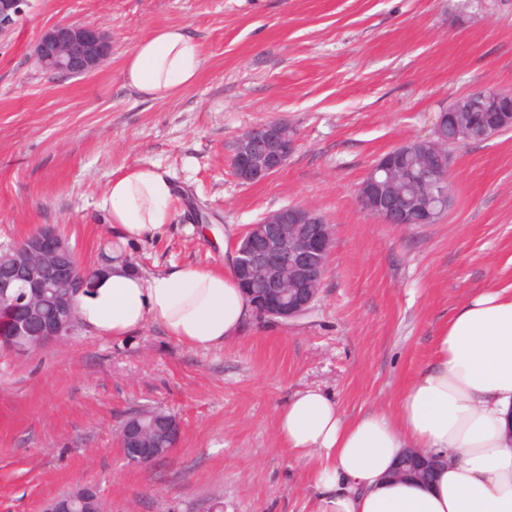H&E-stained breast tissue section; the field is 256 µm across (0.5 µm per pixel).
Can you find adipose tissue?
<instances>
[{"mask_svg": "<svg viewBox=\"0 0 512 512\" xmlns=\"http://www.w3.org/2000/svg\"><path fill=\"white\" fill-rule=\"evenodd\" d=\"M202 65L187 29L169 25L142 38L123 71L144 97L161 100L194 84ZM172 200V183L154 166L108 183L98 207L114 234L112 264L77 299L87 332L122 339L154 323L207 350L236 339L252 319L234 273V231L224 233L220 268L146 276L126 260L128 245L172 228ZM275 429L306 467L311 512H512V285H488L459 304L393 411L348 418L332 393L309 387L280 405ZM409 449L437 459L431 481L393 477Z\"/></svg>", "mask_w": 512, "mask_h": 512, "instance_id": "ef3b65f1", "label": "adipose tissue"}]
</instances>
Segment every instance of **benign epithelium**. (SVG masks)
<instances>
[{"label":"benign epithelium","instance_id":"1","mask_svg":"<svg viewBox=\"0 0 512 512\" xmlns=\"http://www.w3.org/2000/svg\"><path fill=\"white\" fill-rule=\"evenodd\" d=\"M28 0H0V35L16 24ZM112 53V38L97 26L55 24L42 32L35 56L45 70L59 76H85L94 72ZM446 113L437 115L431 136L407 141L382 155L357 187L360 204L384 224H434L440 219L432 200L450 195L451 171L431 168L421 158L419 183L423 194L411 203L395 187L403 168L397 164L402 148L417 151L430 145L447 150L441 135ZM296 130L275 120L259 123L239 135L232 155V169L243 183L263 181L278 173L298 148ZM240 236L236 267L242 282L260 279L262 288L252 292L256 318L288 325L316 305L325 278L334 240V228L319 212L302 205H288L262 216ZM0 321L10 328L0 332V347L25 355L62 342L79 326L76 296L90 284L78 275L80 264L74 247L51 224L29 232L20 243L0 256ZM158 436L149 439L135 419L120 427L118 447L125 461L136 467L150 466L166 457L181 438L179 420L171 415L159 423ZM432 466L428 455L413 450L394 471L397 477H420ZM104 512L98 489L81 485L67 496L51 499L44 512Z\"/></svg>","mask_w":512,"mask_h":512}]
</instances>
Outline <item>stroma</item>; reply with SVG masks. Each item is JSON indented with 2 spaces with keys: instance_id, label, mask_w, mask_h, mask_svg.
<instances>
[{
  "instance_id": "stroma-1",
  "label": "stroma",
  "mask_w": 512,
  "mask_h": 512,
  "mask_svg": "<svg viewBox=\"0 0 512 512\" xmlns=\"http://www.w3.org/2000/svg\"><path fill=\"white\" fill-rule=\"evenodd\" d=\"M65 22L111 36L93 74L35 59L41 31ZM167 25L188 29L203 66L192 86L147 100L124 57ZM487 88L512 92V0H30L0 36V245L52 224L97 266L112 244L99 198L144 165L173 182L177 224L130 249L145 274L223 265L193 230L196 207L240 231L300 204L335 240L315 308L290 325L255 322L210 350L154 324L125 340L79 328L25 357L0 353V512H42L84 483L107 512H310L305 467L275 436L279 405L318 385L349 416L393 409L461 300L512 285V132L452 147L439 223L384 224L356 201L380 156ZM273 119L299 146L275 175L241 183L234 142ZM155 407L177 416L180 443L127 465L115 433Z\"/></svg>"
}]
</instances>
